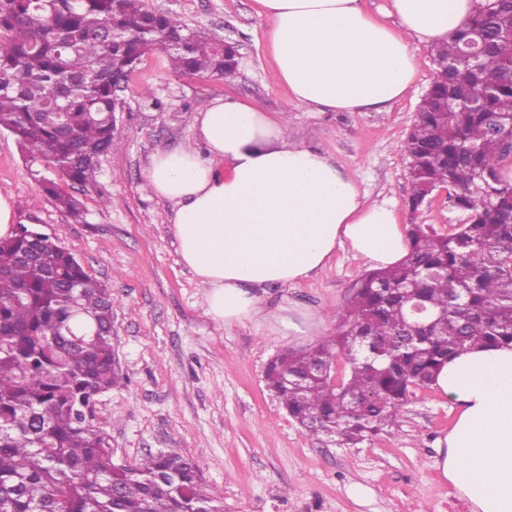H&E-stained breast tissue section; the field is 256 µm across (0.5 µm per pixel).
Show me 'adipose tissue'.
I'll use <instances>...</instances> for the list:
<instances>
[{
	"instance_id": "1",
	"label": "adipose tissue",
	"mask_w": 512,
	"mask_h": 512,
	"mask_svg": "<svg viewBox=\"0 0 512 512\" xmlns=\"http://www.w3.org/2000/svg\"><path fill=\"white\" fill-rule=\"evenodd\" d=\"M274 74L297 105L385 112L414 87L415 45L447 42L480 0H391L397 28L360 0H258ZM203 147L152 156L151 193L174 207L178 253L227 325L262 316L260 292L297 284L349 247L375 266L408 253L396 212L361 191L325 153L296 142L285 115L234 97L198 109ZM435 389L459 405L440 440L443 476L472 512H512V344L477 345L448 359Z\"/></svg>"
}]
</instances>
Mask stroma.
Masks as SVG:
<instances>
[{
    "instance_id": "obj_1",
    "label": "stroma",
    "mask_w": 512,
    "mask_h": 512,
    "mask_svg": "<svg viewBox=\"0 0 512 512\" xmlns=\"http://www.w3.org/2000/svg\"><path fill=\"white\" fill-rule=\"evenodd\" d=\"M190 27L235 44L229 77L172 71L160 54L144 58L123 93L110 152L97 184L77 192L85 219L60 212L30 176L13 137L0 132V192L19 220L71 251L112 290V346L125 377L97 405L111 425L116 464L134 466L162 448L194 463L202 487L222 495L224 512H472L443 477L437 443L459 405L433 389L418 391L392 433L353 448L310 436L268 391L265 371L283 349L308 351L332 335L336 315L368 266L345 248L301 283L269 286L265 310L286 305L323 317L305 336H283L263 320L221 325L182 263L172 206L147 189L154 153L194 141L193 112L221 96L265 112H284L294 138L328 154L370 200L394 205L401 224L448 234L460 215L447 191L417 212L404 142L437 66L429 46L416 48L412 93L386 112H311L293 104L273 74L268 22L256 0H146Z\"/></svg>"
}]
</instances>
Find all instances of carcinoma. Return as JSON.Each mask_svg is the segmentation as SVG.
Listing matches in <instances>:
<instances>
[{"label":"carcinoma","instance_id":"carcinoma-1","mask_svg":"<svg viewBox=\"0 0 512 512\" xmlns=\"http://www.w3.org/2000/svg\"><path fill=\"white\" fill-rule=\"evenodd\" d=\"M477 42L478 61L465 47ZM445 70L405 143L408 205L448 188L461 214L442 235L408 229L409 254L371 270L310 351L268 365L270 392L305 431L357 445L392 426L415 390L474 345L512 343V0H485L470 26L433 47ZM148 53L181 75L227 76L233 51L144 0H0V131L29 174L78 221L66 187L94 186L111 147L113 86ZM419 305L431 326L413 328ZM346 359L343 387L315 370ZM112 349V293L68 250L0 239V512H223L176 449L134 466L112 459L96 405L123 384ZM365 399L363 411L348 395Z\"/></svg>","mask_w":512,"mask_h":512}]
</instances>
